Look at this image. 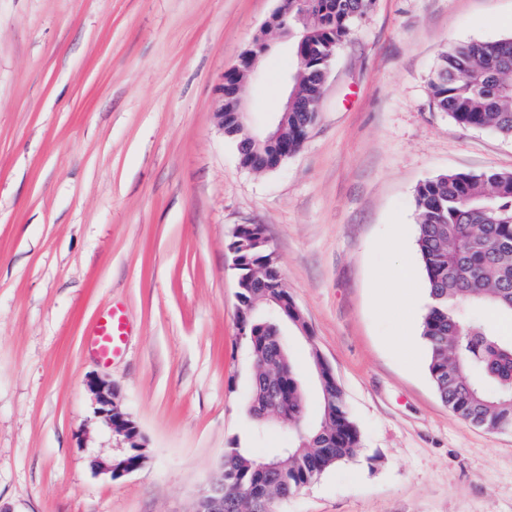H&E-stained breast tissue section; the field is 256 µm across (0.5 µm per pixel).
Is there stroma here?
Returning <instances> with one entry per match:
<instances>
[{
	"label": "stroma",
	"mask_w": 512,
	"mask_h": 512,
	"mask_svg": "<svg viewBox=\"0 0 512 512\" xmlns=\"http://www.w3.org/2000/svg\"><path fill=\"white\" fill-rule=\"evenodd\" d=\"M280 0H0V512H193L251 438L250 376L229 249L263 225L361 437L278 512H512V431L452 414L427 373L392 274L418 264L414 190L442 173L512 172V139L457 124L428 89L448 46L512 37V0H374L333 57L317 119L272 171L241 166L215 113L224 72ZM294 64L274 40L245 86L250 122L277 111ZM124 351L92 329L112 307ZM108 379L145 461L94 414ZM125 330L126 320L122 310L112 308L110 314L98 321L94 345L102 358H113L121 350ZM123 458L121 461L107 457L97 458L94 467L100 474L109 475L113 480H117L140 468L144 462V456L139 452L132 461L128 452Z\"/></svg>",
	"instance_id": "35a3bbf8"
}]
</instances>
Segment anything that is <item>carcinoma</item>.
<instances>
[{
    "label": "carcinoma",
    "mask_w": 512,
    "mask_h": 512,
    "mask_svg": "<svg viewBox=\"0 0 512 512\" xmlns=\"http://www.w3.org/2000/svg\"><path fill=\"white\" fill-rule=\"evenodd\" d=\"M372 0H288V40L308 66L291 71L290 89L303 102H317L333 51ZM436 108L465 127L488 128L512 138V37L494 42H462L448 47L430 77ZM315 111L288 113L281 137L288 154L301 147ZM224 135L243 142L235 98L224 97ZM250 170L285 161L265 150L239 153ZM415 245L429 304L420 336L427 371L448 409L490 433L512 430V336L501 324L512 320V173L448 172L427 179L414 191ZM238 275L239 330L245 334L249 365L273 354L274 328L287 325L310 335L283 282L281 267L260 224H240L230 245ZM319 389L317 424L304 430L303 384L289 354L279 361L276 408L288 422V453L282 468L267 469L274 457H253L244 448L224 450L227 500L247 495L264 512H276L283 492L292 496L329 467L353 458L360 432L345 410L342 393L327 365Z\"/></svg>",
    "instance_id": "carcinoma-1"
}]
</instances>
